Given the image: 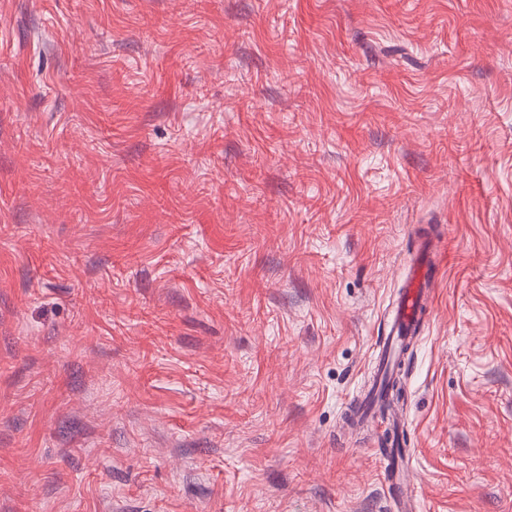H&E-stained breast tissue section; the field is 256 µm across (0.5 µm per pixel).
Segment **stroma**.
Returning <instances> with one entry per match:
<instances>
[{"label":"stroma","instance_id":"1","mask_svg":"<svg viewBox=\"0 0 512 512\" xmlns=\"http://www.w3.org/2000/svg\"><path fill=\"white\" fill-rule=\"evenodd\" d=\"M427 224L415 512H512V0H0V512H389ZM435 288H439V277L433 272L423 247L416 258L411 276L405 281L394 316L380 336L381 343L376 376H386L389 366L403 346L412 341L426 327L425 313L432 304ZM373 450H374L375 455L378 457L379 462H381L383 460L385 463L384 468L381 471L382 476H383V484L389 490L390 495L395 494V496L397 497L395 500V511L396 512L409 511L410 508L407 504L405 497H403L401 494L396 495L397 487H396V483H394L393 476H392L391 466H392V461H393L394 455L397 452V449L378 446L377 448H374ZM391 490L394 492V494L391 492Z\"/></svg>","mask_w":512,"mask_h":512}]
</instances>
